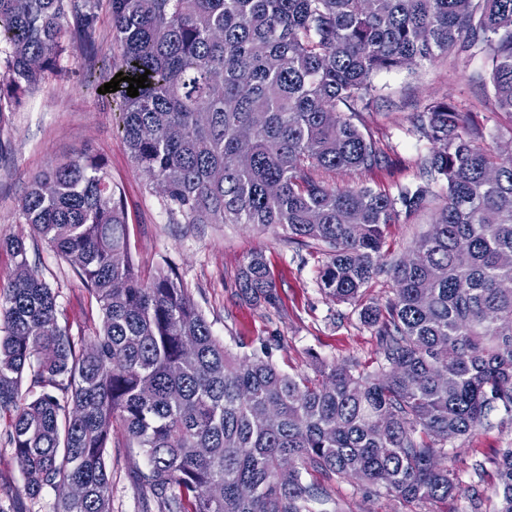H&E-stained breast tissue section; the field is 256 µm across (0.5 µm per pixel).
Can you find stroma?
<instances>
[{
	"label": "stroma",
	"mask_w": 512,
	"mask_h": 512,
	"mask_svg": "<svg viewBox=\"0 0 512 512\" xmlns=\"http://www.w3.org/2000/svg\"><path fill=\"white\" fill-rule=\"evenodd\" d=\"M95 49L69 39L59 74L47 73L13 97L0 80V243L23 239L35 270L55 289L59 321L74 341L89 342L100 325L98 305L71 266L27 224L21 199L31 180L75 155L92 151L105 163L119 187L127 213V231L134 261L144 277L171 266L210 324L214 336L232 354L270 357L283 372L316 378L320 364L350 361L365 370L378 360L372 328L363 323V304L386 307L394 297V282L379 274L369 283L362 302H339L319 285L327 254L314 242H289L278 229L260 231L247 224H175L161 192L136 167L120 128L115 95L87 85V70L100 84L119 73L121 50L112 35L108 0H99ZM484 62L451 65L446 58L411 70L383 73L373 80L375 102L363 119L367 133L380 140L391 162L361 173L339 170L323 179L336 186L364 184L396 193L399 185L423 182L420 158L429 146L420 141L409 121L411 112L434 100H447L461 111L475 113L487 131L499 116L481 105L483 90L475 77ZM432 211L391 225L386 260L403 257L427 232ZM262 253L275 285L269 304L244 294L239 273L253 253ZM9 420L0 417V512H52L54 492L28 497L24 476L7 440ZM461 492L450 500L407 504L377 490L333 475L312 473V481L327 492L325 505L314 512H492L489 498L498 480L501 449L512 447V422L493 423L474 435L451 440ZM112 512H162L163 504L138 482L146 461L125 437L114 433L107 457Z\"/></svg>",
	"instance_id": "obj_1"
}]
</instances>
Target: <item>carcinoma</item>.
Masks as SVG:
<instances>
[{
	"instance_id": "1",
	"label": "carcinoma",
	"mask_w": 512,
	"mask_h": 512,
	"mask_svg": "<svg viewBox=\"0 0 512 512\" xmlns=\"http://www.w3.org/2000/svg\"><path fill=\"white\" fill-rule=\"evenodd\" d=\"M69 0H0L3 77L15 86L56 68ZM98 0H83L78 36L94 49ZM123 75V133L135 164L164 189L171 220L282 229L324 244L321 288L359 299L379 273L395 282L386 310L365 306L380 364H332L310 381L259 356L237 357L213 335L171 269L143 280L121 192L84 152L37 175L21 200L27 223L96 299L101 331L76 345L57 295L25 243L0 291V413L25 491L71 484L53 512H112L106 457L121 430L148 468L143 485L166 512H312L323 489L305 475H359L413 504L459 494L448 437L493 414L512 421V0H109ZM481 52L485 96L508 120L490 144L469 112L435 100L410 123L431 149L426 182L397 193L337 188L317 172L388 163L362 130L381 72L440 54ZM443 184V193L433 190ZM434 206L416 263L383 260L386 230ZM241 288L276 298L253 254ZM30 379L29 400L19 397ZM496 512H512V448L501 449ZM249 485L245 497L239 487Z\"/></svg>"
}]
</instances>
